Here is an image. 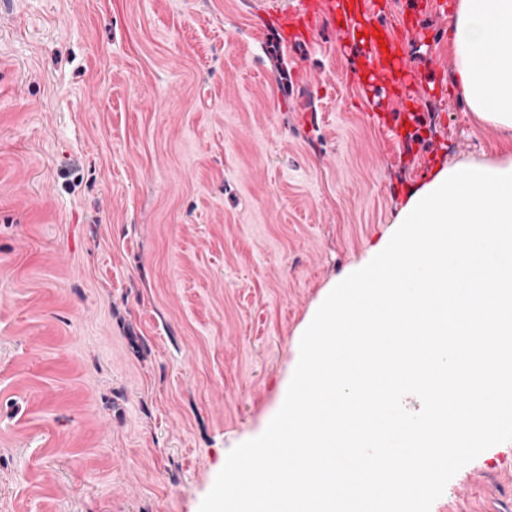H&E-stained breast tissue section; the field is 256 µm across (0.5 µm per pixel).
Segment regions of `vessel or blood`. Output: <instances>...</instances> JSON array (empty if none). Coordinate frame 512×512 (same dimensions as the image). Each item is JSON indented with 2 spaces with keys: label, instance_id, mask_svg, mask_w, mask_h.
<instances>
[{
  "label": "vessel or blood",
  "instance_id": "obj_1",
  "mask_svg": "<svg viewBox=\"0 0 512 512\" xmlns=\"http://www.w3.org/2000/svg\"><path fill=\"white\" fill-rule=\"evenodd\" d=\"M381 11L379 0H356L351 8L344 0H300L299 10L289 15V26L293 34L303 37L312 31L321 16L336 21L341 42L362 45L367 57L365 71H349L344 78L369 87L374 72L395 68V54L402 47L405 34L401 24H380Z\"/></svg>",
  "mask_w": 512,
  "mask_h": 512
}]
</instances>
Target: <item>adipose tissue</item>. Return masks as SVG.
Wrapping results in <instances>:
<instances>
[{
	"instance_id": "ef3b65f1",
	"label": "adipose tissue",
	"mask_w": 512,
	"mask_h": 512,
	"mask_svg": "<svg viewBox=\"0 0 512 512\" xmlns=\"http://www.w3.org/2000/svg\"><path fill=\"white\" fill-rule=\"evenodd\" d=\"M455 85L465 111L512 135V0H456L448 24Z\"/></svg>"
}]
</instances>
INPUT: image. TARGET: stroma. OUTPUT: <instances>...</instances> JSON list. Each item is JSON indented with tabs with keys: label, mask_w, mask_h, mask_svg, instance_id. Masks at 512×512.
<instances>
[{
	"label": "stroma",
	"mask_w": 512,
	"mask_h": 512,
	"mask_svg": "<svg viewBox=\"0 0 512 512\" xmlns=\"http://www.w3.org/2000/svg\"><path fill=\"white\" fill-rule=\"evenodd\" d=\"M408 99L267 0H14L0 15V512H199L281 408L305 323L410 196L512 156L454 85L448 19ZM378 104L407 134L379 128ZM431 512H512V441Z\"/></svg>",
	"instance_id": "35a3bbf8"
}]
</instances>
